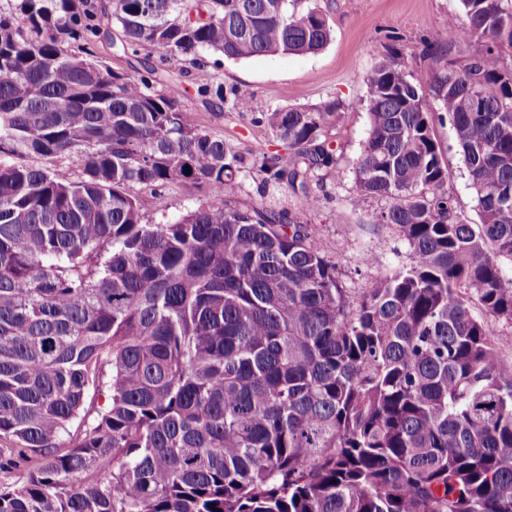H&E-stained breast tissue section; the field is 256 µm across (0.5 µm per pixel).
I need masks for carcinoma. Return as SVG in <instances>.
<instances>
[{"instance_id": "cac0c4a2", "label": "carcinoma", "mask_w": 512, "mask_h": 512, "mask_svg": "<svg viewBox=\"0 0 512 512\" xmlns=\"http://www.w3.org/2000/svg\"><path fill=\"white\" fill-rule=\"evenodd\" d=\"M459 5L464 19L422 49L428 89L397 49L367 73L353 191L391 200L380 223L412 262L360 297L298 214L231 204L241 158L150 64L317 53L332 35L317 6L0 9V472L23 478L0 483V512H512V364L470 310L474 298L512 323V0ZM466 40L475 53L449 58ZM194 91L244 106L214 73ZM343 109L256 118L284 149L261 169L306 211ZM433 110L454 129L478 224L448 194ZM174 185L205 202L146 223L138 191Z\"/></svg>"}]
</instances>
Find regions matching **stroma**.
<instances>
[{
    "mask_svg": "<svg viewBox=\"0 0 512 512\" xmlns=\"http://www.w3.org/2000/svg\"><path fill=\"white\" fill-rule=\"evenodd\" d=\"M332 30L327 47L315 55L259 56L223 61L217 76L228 85L247 89L251 102L244 112H212L195 96L185 98L197 122L224 136L244 157L238 185L231 194L239 207L263 204L300 212L304 224L318 238L335 263L338 278L351 295H361L371 281L406 270L411 249L398 227L380 221L387 200L368 198L353 204L355 167L368 130L364 108L368 96L365 76L386 47L404 49L409 69L421 85H428L434 64L421 58V38L436 39L458 0H317ZM336 99L345 114L336 139L338 163L313 190L321 204L301 212L300 201L285 185L268 181L260 168L265 156L279 152L280 143L254 122L259 113L276 107L303 106ZM435 135L448 166V191L470 222L479 217L469 187L468 172L447 120L434 119ZM204 196L195 189L171 187L163 197L144 196L148 223L171 221L198 206Z\"/></svg>",
    "mask_w": 512,
    "mask_h": 512,
    "instance_id": "1",
    "label": "stroma"
}]
</instances>
